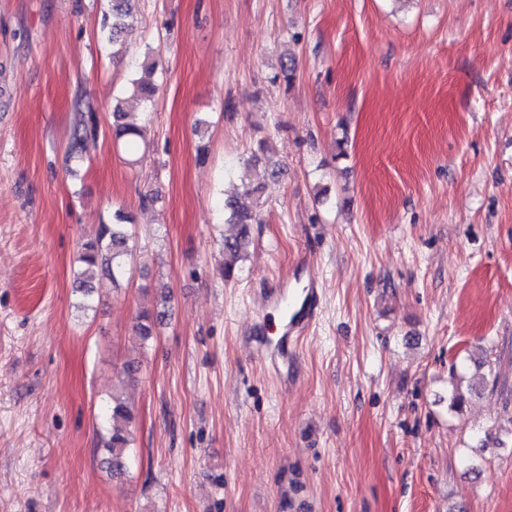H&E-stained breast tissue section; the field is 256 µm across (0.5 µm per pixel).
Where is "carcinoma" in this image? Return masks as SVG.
Here are the masks:
<instances>
[{
	"instance_id": "obj_1",
	"label": "carcinoma",
	"mask_w": 512,
	"mask_h": 512,
	"mask_svg": "<svg viewBox=\"0 0 512 512\" xmlns=\"http://www.w3.org/2000/svg\"><path fill=\"white\" fill-rule=\"evenodd\" d=\"M108 9L102 13L100 22L101 38L112 44V57L124 55L126 38L131 32L130 19L132 0H107ZM141 68L143 78L130 82L132 97L142 103L152 101L157 86L150 80L156 71V61L151 51H146ZM113 112V135L123 140L129 149H134L138 138L142 136L144 115L135 121L128 120L121 102H116ZM99 133V122L94 112L80 113L70 139L68 154L73 157L83 149L88 139H94ZM262 189L250 182H241V191L224 200V223L240 226L236 236L224 238V278L234 277L236 264L248 247L249 225L260 223ZM129 218L122 209L112 212V223L99 226L97 234L82 243L78 262L82 270L78 273L79 290L83 295L90 294L89 278L102 273L112 278V282L124 278L133 261V246L128 229ZM167 297H162L161 308L156 311L143 310L137 315L133 328L142 342L150 340L163 323L166 316ZM134 413L128 403L118 394H112V406L109 408L106 432L101 436L103 450L110 454L112 477L120 479L126 474V461L130 445L133 442L132 426Z\"/></svg>"
}]
</instances>
